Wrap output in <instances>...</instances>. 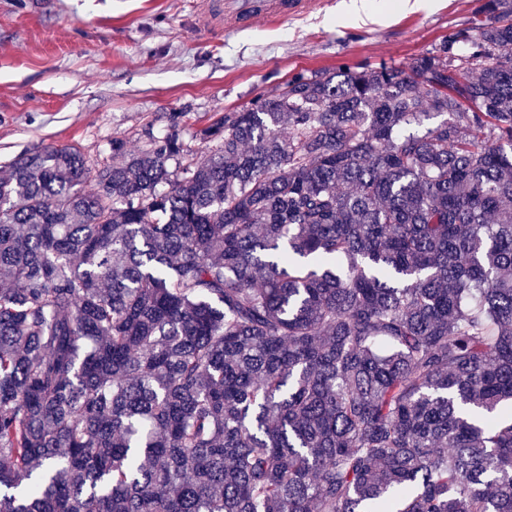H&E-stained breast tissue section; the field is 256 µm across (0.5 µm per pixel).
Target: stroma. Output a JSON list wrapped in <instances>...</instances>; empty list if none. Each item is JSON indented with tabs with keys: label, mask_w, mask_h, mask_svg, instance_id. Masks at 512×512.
Here are the masks:
<instances>
[{
	"label": "stroma",
	"mask_w": 512,
	"mask_h": 512,
	"mask_svg": "<svg viewBox=\"0 0 512 512\" xmlns=\"http://www.w3.org/2000/svg\"><path fill=\"white\" fill-rule=\"evenodd\" d=\"M341 2L228 33L206 21L202 0H0V174L45 146L107 167L113 138L135 152L144 131L164 136L176 117L199 151L200 129L294 74L406 66L469 27L482 4L373 0L353 16Z\"/></svg>",
	"instance_id": "obj_1"
}]
</instances>
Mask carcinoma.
I'll list each match as a JSON object with an SVG mask.
<instances>
[{
  "mask_svg": "<svg viewBox=\"0 0 512 512\" xmlns=\"http://www.w3.org/2000/svg\"><path fill=\"white\" fill-rule=\"evenodd\" d=\"M201 135L0 176V512H512V0Z\"/></svg>",
  "mask_w": 512,
  "mask_h": 512,
  "instance_id": "carcinoma-1",
  "label": "carcinoma"
}]
</instances>
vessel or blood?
I'll list each match as a JSON object with an SVG mask.
<instances>
[{
    "instance_id": "obj_1",
    "label": "vessel or blood",
    "mask_w": 512,
    "mask_h": 512,
    "mask_svg": "<svg viewBox=\"0 0 512 512\" xmlns=\"http://www.w3.org/2000/svg\"><path fill=\"white\" fill-rule=\"evenodd\" d=\"M311 5L312 0H210L208 13L233 31L251 28L261 19L288 20L305 14Z\"/></svg>"
}]
</instances>
